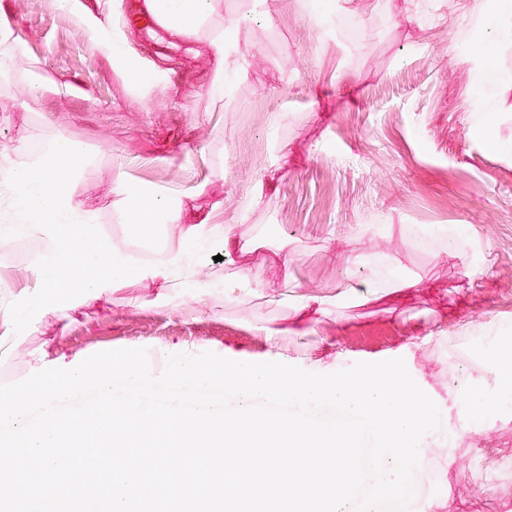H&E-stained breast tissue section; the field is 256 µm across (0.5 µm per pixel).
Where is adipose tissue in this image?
I'll return each mask as SVG.
<instances>
[{
	"instance_id": "1",
	"label": "adipose tissue",
	"mask_w": 512,
	"mask_h": 512,
	"mask_svg": "<svg viewBox=\"0 0 512 512\" xmlns=\"http://www.w3.org/2000/svg\"><path fill=\"white\" fill-rule=\"evenodd\" d=\"M148 9L163 15L170 33L180 34L198 24L207 11V0H149ZM92 157L87 149L63 137L54 139L45 157L27 160L0 173V184L10 188L12 212L0 217V251L30 231H42L50 242V251L37 268L41 291L37 307L65 315L74 308L71 289L80 296L98 299L108 295L121 278L130 260L125 245L102 238L90 213L75 198L71 184L87 167ZM128 203L138 223L131 236L149 233L151 225L173 224L181 238L198 244L209 241L212 226L207 220L195 224L184 221L181 206L134 188H126ZM143 281L156 285L154 304L172 303V289L194 288L201 310H214L229 289L214 279L198 276L196 262L186 260L183 253L173 252L159 264L134 268Z\"/></svg>"
}]
</instances>
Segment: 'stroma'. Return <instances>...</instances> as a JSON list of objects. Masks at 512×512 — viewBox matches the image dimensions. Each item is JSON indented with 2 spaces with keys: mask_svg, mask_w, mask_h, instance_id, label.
<instances>
[{
  "mask_svg": "<svg viewBox=\"0 0 512 512\" xmlns=\"http://www.w3.org/2000/svg\"><path fill=\"white\" fill-rule=\"evenodd\" d=\"M490 0H338L330 33L318 34L295 0H209L205 18L183 36L136 21L143 0H81L124 46L128 65L57 0H0L23 55H0V167L38 154L61 136L85 145L94 162L76 180L78 201L99 231L123 241L134 263L164 261L188 250L173 227L145 241L129 237L136 215L124 187L181 202L209 217L217 232L200 250L202 271L248 283L216 312L201 313L180 288L170 307L153 305V288L125 273L108 297L90 299L68 320L26 312L40 282L35 268L49 251L39 232L0 252V336L21 324L20 345H0V384L38 372L34 355L50 344L61 365L100 351L144 348L152 370L168 355L214 352L234 361L281 362L329 374L358 362L404 359L418 386L445 410L449 437L415 472L417 512H448V497L468 499L466 454L474 443L512 448V395L499 373L475 371L469 383L500 398L499 412L458 425L461 365L448 354L459 333L479 363L512 349V112L479 128L477 96L512 78V45L477 74L462 59L473 2ZM249 15L240 34L232 93L209 92L224 57L214 45L224 19ZM39 75L44 88L30 90ZM251 243L222 257L225 225ZM287 245L292 283L268 302L269 255ZM417 286L389 293L393 266ZM375 277L384 294L361 302L340 283ZM328 293L327 313L299 310L302 296ZM300 323L310 336L271 345L265 326Z\"/></svg>",
  "mask_w": 512,
  "mask_h": 512,
  "instance_id": "obj_1",
  "label": "stroma"
}]
</instances>
